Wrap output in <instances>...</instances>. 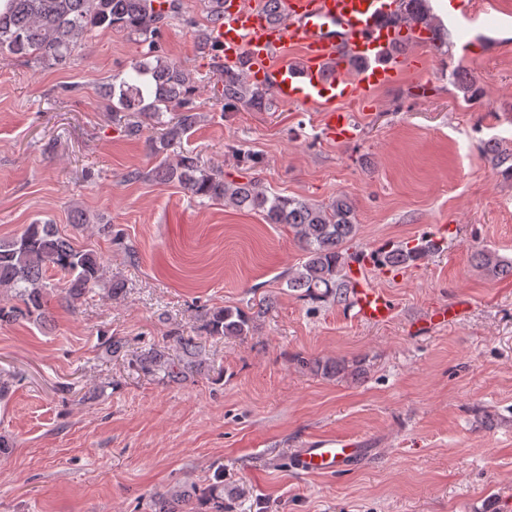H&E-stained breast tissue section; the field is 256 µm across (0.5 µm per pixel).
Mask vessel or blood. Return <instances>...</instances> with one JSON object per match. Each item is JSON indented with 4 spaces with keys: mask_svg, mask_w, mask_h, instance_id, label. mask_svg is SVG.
Listing matches in <instances>:
<instances>
[{
    "mask_svg": "<svg viewBox=\"0 0 512 512\" xmlns=\"http://www.w3.org/2000/svg\"><path fill=\"white\" fill-rule=\"evenodd\" d=\"M399 0H281V20L263 12L255 0H228L212 37L224 63L243 65L248 76L279 99L321 109L325 134L344 142L355 135L350 113L339 102L361 101L393 84L405 68L422 69L416 54H392L403 38L418 42L423 30L388 25ZM299 53L298 65L288 58ZM362 265H350L349 309L358 320L380 324L392 315L387 296L361 278ZM363 455L358 440L317 438L295 450L291 465L302 475H332Z\"/></svg>",
    "mask_w": 512,
    "mask_h": 512,
    "instance_id": "b4317fda",
    "label": "vessel or blood"
}]
</instances>
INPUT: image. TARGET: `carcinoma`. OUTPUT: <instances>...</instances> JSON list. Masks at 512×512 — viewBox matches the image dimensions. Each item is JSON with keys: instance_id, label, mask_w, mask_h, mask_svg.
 Returning a JSON list of instances; mask_svg holds the SVG:
<instances>
[{"instance_id": "1", "label": "carcinoma", "mask_w": 512, "mask_h": 512, "mask_svg": "<svg viewBox=\"0 0 512 512\" xmlns=\"http://www.w3.org/2000/svg\"><path fill=\"white\" fill-rule=\"evenodd\" d=\"M403 11L393 23L422 25L435 43L447 45L429 14L428 0H401ZM177 0H8L0 12V59L27 58L65 66L72 52L94 29L125 32L147 45V51L130 64L127 76H112L105 92L107 108L116 115L125 112L133 121L126 130L138 134L150 125L159 130L148 138L156 164L151 177L179 186L193 198L224 202L238 209L259 213L267 224H285L303 252L302 262L288 271L287 287L313 301L347 299L346 266L360 254L345 253L357 234L355 202L339 193L326 203L316 204L297 197L268 194L257 182H227L218 167L206 168L190 152L177 150L183 136L197 125L200 114L189 107L198 86L192 74L157 55L156 37L175 18ZM224 108L245 104L272 106L268 89L253 86L243 77L240 66H217ZM172 105L182 108L169 121L163 116ZM428 249H409L404 244L385 247L370 255L373 266L395 270L415 264ZM480 267L493 276L512 274V260L495 250L476 252ZM62 276L61 299L75 308L96 288L108 286L111 296L124 292V284L109 275L101 255L93 249L73 245L52 220L28 225L23 233L0 240V321L25 311L42 315L44 301L56 288L47 272ZM270 302L246 312L224 307L204 313L202 327L209 336H246L253 331L256 317ZM180 355L172 358L153 351L140 359V367L161 370L171 379L179 377L186 365L201 355V345L192 336H174ZM209 507V512H230L224 505V484L206 490L186 485L162 495L156 512H177L193 501Z\"/></svg>"}]
</instances>
